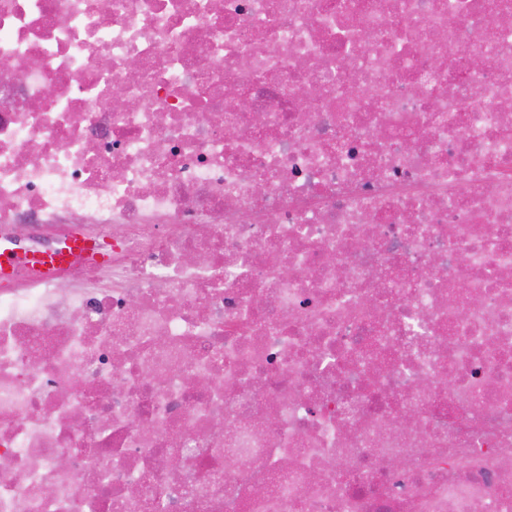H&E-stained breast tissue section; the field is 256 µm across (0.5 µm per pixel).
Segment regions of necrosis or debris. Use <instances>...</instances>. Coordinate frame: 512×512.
Segmentation results:
<instances>
[{"mask_svg":"<svg viewBox=\"0 0 512 512\" xmlns=\"http://www.w3.org/2000/svg\"><path fill=\"white\" fill-rule=\"evenodd\" d=\"M3 233L0 512H512V0H0ZM88 248L84 244L72 242L67 247L56 253L51 251L34 254L14 249L0 244V278L6 282L10 280L14 274L22 267L37 266L46 271H50L54 267L64 262L74 249Z\"/></svg>","mask_w":512,"mask_h":512,"instance_id":"4bbe7bcc","label":"necrosis or debris"}]
</instances>
